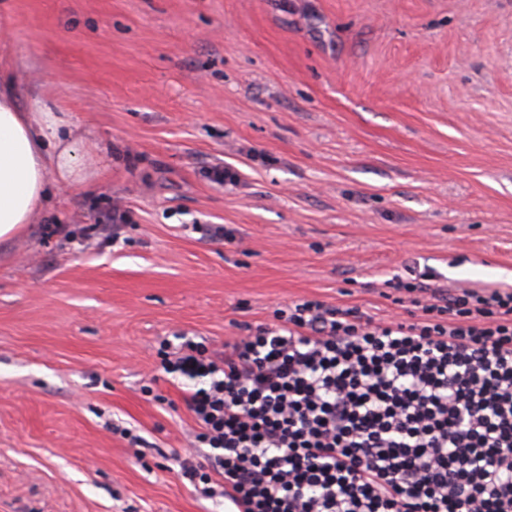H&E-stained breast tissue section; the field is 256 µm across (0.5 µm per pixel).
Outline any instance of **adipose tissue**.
<instances>
[{
	"label": "adipose tissue",
	"instance_id": "adipose-tissue-1",
	"mask_svg": "<svg viewBox=\"0 0 512 512\" xmlns=\"http://www.w3.org/2000/svg\"><path fill=\"white\" fill-rule=\"evenodd\" d=\"M15 63L0 58V243L22 235L49 197L51 176L75 178L78 141L39 95L20 102Z\"/></svg>",
	"mask_w": 512,
	"mask_h": 512
}]
</instances>
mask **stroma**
Here are the masks:
<instances>
[{"label": "stroma", "instance_id": "obj_1", "mask_svg": "<svg viewBox=\"0 0 512 512\" xmlns=\"http://www.w3.org/2000/svg\"><path fill=\"white\" fill-rule=\"evenodd\" d=\"M0 14L84 162L0 244V512H224L177 474L206 451L164 343L220 350L302 299L400 318L414 272L512 286V0Z\"/></svg>", "mask_w": 512, "mask_h": 512}]
</instances>
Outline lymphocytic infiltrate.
I'll use <instances>...</instances> for the list:
<instances>
[{
  "label": "lymphocytic infiltrate",
  "mask_w": 512,
  "mask_h": 512,
  "mask_svg": "<svg viewBox=\"0 0 512 512\" xmlns=\"http://www.w3.org/2000/svg\"><path fill=\"white\" fill-rule=\"evenodd\" d=\"M414 321L316 299L223 351L191 339L166 372L235 512H512V289L396 281Z\"/></svg>",
  "instance_id": "f902f5d3"
}]
</instances>
